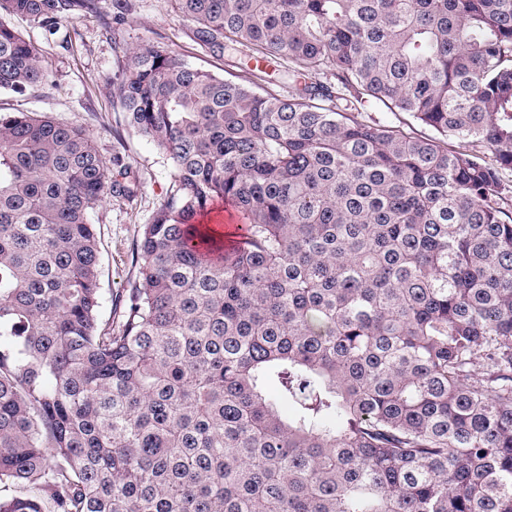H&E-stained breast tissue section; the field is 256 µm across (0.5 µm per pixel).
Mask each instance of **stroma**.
I'll list each match as a JSON object with an SVG mask.
<instances>
[{"mask_svg":"<svg viewBox=\"0 0 512 512\" xmlns=\"http://www.w3.org/2000/svg\"><path fill=\"white\" fill-rule=\"evenodd\" d=\"M111 3L102 0L100 13L63 20L50 32L24 18L8 17V24L37 48L44 78L22 93L0 89V113L47 114L85 132L104 159L117 156L132 167V195L105 197L94 216L100 285L106 294L117 295L137 277L135 252L142 228L166 200L173 181L169 162L153 143L125 126L113 94L126 49L154 41L191 67L218 76L235 71L246 83L253 77L238 70L236 60L202 48L192 36L193 22L176 10L173 0H131V10L118 22L112 19Z\"/></svg>","mask_w":512,"mask_h":512,"instance_id":"obj_1","label":"stroma"}]
</instances>
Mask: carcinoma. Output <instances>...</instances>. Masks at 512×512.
Returning <instances> with one entry per match:
<instances>
[{"label": "carcinoma", "mask_w": 512, "mask_h": 512, "mask_svg": "<svg viewBox=\"0 0 512 512\" xmlns=\"http://www.w3.org/2000/svg\"><path fill=\"white\" fill-rule=\"evenodd\" d=\"M97 3L0 0V89L44 76L3 16ZM175 3L287 94L126 52L173 183L115 330L93 216L133 171L0 114V512H512V0Z\"/></svg>", "instance_id": "cac0c4a2"}]
</instances>
